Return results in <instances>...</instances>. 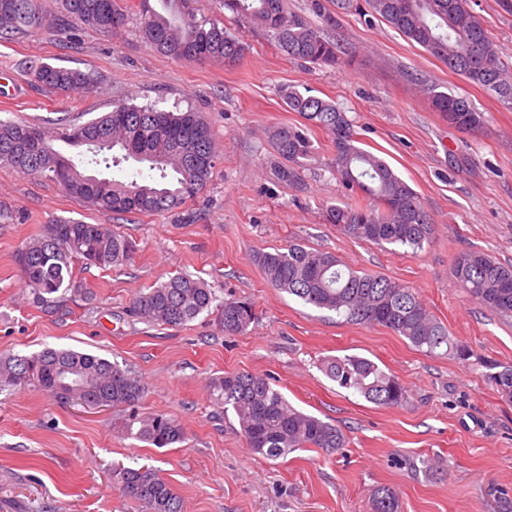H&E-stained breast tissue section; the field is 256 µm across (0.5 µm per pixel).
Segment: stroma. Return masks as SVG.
Masks as SVG:
<instances>
[{
  "label": "stroma",
  "instance_id": "obj_1",
  "mask_svg": "<svg viewBox=\"0 0 512 512\" xmlns=\"http://www.w3.org/2000/svg\"><path fill=\"white\" fill-rule=\"evenodd\" d=\"M338 22L340 64L320 67L280 53L270 33L193 0L198 15L223 22L250 51L242 64L183 63L150 51L143 18L77 39L52 29L0 42V119L79 125L113 103L189 108L210 123L220 158L201 197L177 214L129 219L98 211L57 183L0 165V356L46 346L126 363L147 392L142 409L178 419L186 442L155 448L128 437L123 413L64 404L25 384L0 390V512H143L113 488V464L160 471L184 512H370V495L391 489L400 512H512V403L488 379V362L512 363V322L455 281L461 252L480 250L512 265V103L465 81L369 9L321 0ZM512 73V0H468ZM29 61L94 72L93 94L34 87ZM301 85L344 108L364 149L384 158L420 196L435 233L422 251L391 250L324 223L321 208L349 197L329 168L330 141L297 184L280 183L268 130L296 124L279 97ZM466 96L485 122L467 132L435 112L423 91ZM79 218L109 224L136 241L116 270L76 269L81 294L52 309L32 302L15 253L45 224ZM297 241L334 252L352 268L414 288L467 362L440 358L380 326H357L267 284L253 256ZM187 272L250 301L257 318L227 336L210 317L153 327L129 312L135 293ZM344 355L369 358L409 389L405 406L382 408L339 388L319 368ZM227 372L273 378L289 401L339 425L348 444L328 455L304 448L276 459L252 454L234 417L212 402L209 382Z\"/></svg>",
  "mask_w": 512,
  "mask_h": 512
}]
</instances>
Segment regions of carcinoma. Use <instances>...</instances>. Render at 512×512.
<instances>
[{
	"instance_id": "obj_1",
	"label": "carcinoma",
	"mask_w": 512,
	"mask_h": 512,
	"mask_svg": "<svg viewBox=\"0 0 512 512\" xmlns=\"http://www.w3.org/2000/svg\"><path fill=\"white\" fill-rule=\"evenodd\" d=\"M39 0H0V40L29 36L46 27ZM168 17L150 0H60L55 28L74 35L84 28L116 33L133 12L144 16L142 38L154 52L180 62L218 60L239 66L249 46L229 34L224 24L200 18L188 0ZM224 9L270 32L289 59L317 66H335L339 44L324 33L336 17L323 11L320 0L312 10L316 25L288 11L286 0H222ZM372 12L417 44L448 69L471 83L512 100V79L498 51L468 0H365ZM31 82L60 91L98 92L97 79L80 69L35 63L27 66ZM436 111L465 131L482 127L484 117L464 96L427 88ZM280 97L297 125L269 130L278 159L276 177L295 182L298 170L317 152L312 129L325 132L333 145L332 173L354 203L323 208V220L345 234L377 245L421 251L431 242L430 214L414 189L378 155L360 147V137L346 112L334 102L285 85ZM86 147L76 161L54 142ZM132 159L141 164L131 179L109 170ZM57 182L89 206L117 214L170 213L204 192L216 167L211 128L193 110L171 111L155 106L118 103L112 111L79 126L63 116L51 128L0 120V164ZM136 245L109 224L60 220L44 226L15 254L33 302L52 308L67 293L78 294L74 265L82 262L108 270L128 265ZM272 287L318 309L333 311L346 322L381 326L438 356L466 361L471 353L449 336L448 328L419 300L414 289L380 274L356 270L335 253L307 248L298 242L254 255ZM454 279L475 299L504 320H512V269L482 251L460 253L452 265ZM138 321L152 326L180 327L207 313L226 336L245 332L255 321L251 303L220 298L204 279L177 273L136 293L129 305ZM488 375L501 399L512 403V364H491ZM325 374L345 390L379 407L407 403V388L373 360L356 355L330 357ZM32 383L55 397L90 408L112 407L125 412L123 429L156 448L186 441L183 425L164 413L140 410L145 387L131 368L97 355L45 347L30 355L0 357V387ZM214 404L237 419L248 448L267 458L291 450L318 448L334 454L346 447L342 428L294 407L271 379L227 372L211 381ZM113 486L137 500L145 512H183V502L159 471L142 466H115ZM371 512H399L394 493L379 488L371 495Z\"/></svg>"
}]
</instances>
